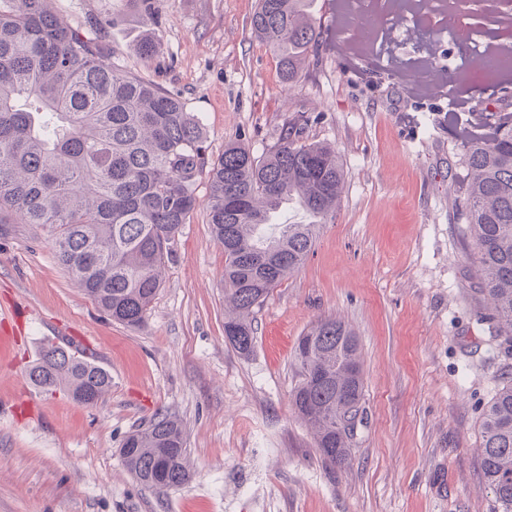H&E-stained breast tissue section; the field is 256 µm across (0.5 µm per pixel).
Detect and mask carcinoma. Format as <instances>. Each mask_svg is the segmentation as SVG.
I'll return each mask as SVG.
<instances>
[{
  "label": "carcinoma",
  "mask_w": 512,
  "mask_h": 512,
  "mask_svg": "<svg viewBox=\"0 0 512 512\" xmlns=\"http://www.w3.org/2000/svg\"><path fill=\"white\" fill-rule=\"evenodd\" d=\"M53 0H0V224H35L59 264L113 321L140 327L161 287L171 242L195 208L202 128L182 101L112 64L104 25L73 29ZM313 0H258L251 33L272 46L288 81L322 30ZM156 33L138 43L143 58ZM468 170L462 215L477 255L478 320L512 346V115L490 140H465ZM211 232L224 247V335L242 356L254 349L252 320L271 291L314 247L334 217L344 186L336 149L282 128L256 156L230 141L209 171ZM293 202L307 224H276ZM298 418L332 467H345L364 422L357 337L323 317L298 338ZM28 377L37 388L86 391L93 402L112 378L94 362L54 343L42 345ZM484 488L493 512H512V376L479 421ZM129 474L158 496L190 479L181 419L156 410L119 449Z\"/></svg>",
  "instance_id": "1"
}]
</instances>
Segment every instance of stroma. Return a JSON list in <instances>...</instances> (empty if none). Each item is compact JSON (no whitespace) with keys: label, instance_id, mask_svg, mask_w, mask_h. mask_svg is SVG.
Segmentation results:
<instances>
[{"label":"stroma","instance_id":"35a3bbf8","mask_svg":"<svg viewBox=\"0 0 512 512\" xmlns=\"http://www.w3.org/2000/svg\"><path fill=\"white\" fill-rule=\"evenodd\" d=\"M55 0L65 23L106 19L112 63L175 93L200 121L204 158L230 140L263 155L288 122L336 147L345 184L303 266L254 314L240 356L224 337V249L208 224L209 174L172 244L143 328L113 322L70 279L42 231L0 233V311L27 310L0 357V512H492L478 422L508 358L474 309L476 258L461 215L458 131L490 132L482 111L512 70L490 72L468 43L431 51L444 79L414 93L425 66L412 21L388 50L354 52L366 26L347 0H315L322 26L295 81L255 38L257 0ZM157 29L158 52L136 44ZM332 316L355 333L365 420L352 462L327 465L290 393L298 336ZM88 344L112 377L96 405L27 376L46 340ZM181 418L190 480L167 496L138 485L118 450L155 410Z\"/></svg>","mask_w":512,"mask_h":512}]
</instances>
